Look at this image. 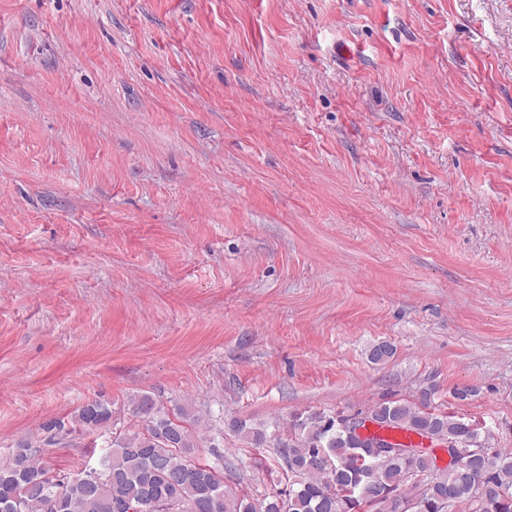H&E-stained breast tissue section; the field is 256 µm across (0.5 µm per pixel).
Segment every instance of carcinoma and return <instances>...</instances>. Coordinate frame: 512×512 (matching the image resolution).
Wrapping results in <instances>:
<instances>
[{"mask_svg":"<svg viewBox=\"0 0 512 512\" xmlns=\"http://www.w3.org/2000/svg\"><path fill=\"white\" fill-rule=\"evenodd\" d=\"M432 391L417 402L389 400L368 408L371 420L413 447L414 435H431L462 448H483L476 424L431 406ZM139 429L115 430L98 459L74 473L51 469L29 438L0 460V512H512V450L491 448L465 467L439 468L426 453L384 456L336 427V414H294L287 435L263 424L232 422L252 448L273 446L288 489L255 503L224 485V469L195 456L203 417L168 411L152 397L131 401ZM73 422L84 430L112 425L108 403L82 405Z\"/></svg>","mask_w":512,"mask_h":512,"instance_id":"obj_1","label":"carcinoma"}]
</instances>
